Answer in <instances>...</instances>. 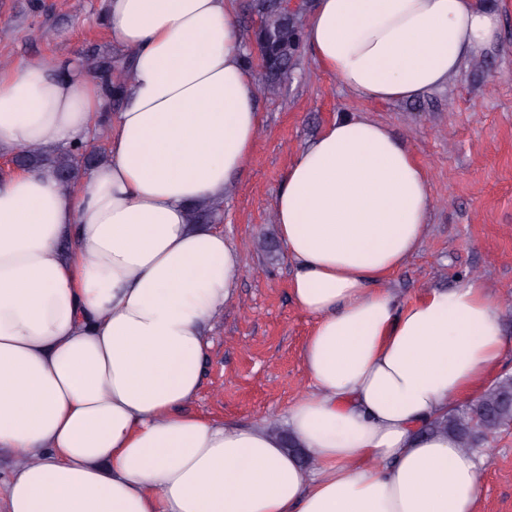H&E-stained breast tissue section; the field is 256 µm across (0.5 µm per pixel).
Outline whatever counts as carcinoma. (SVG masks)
Instances as JSON below:
<instances>
[{
    "mask_svg": "<svg viewBox=\"0 0 512 512\" xmlns=\"http://www.w3.org/2000/svg\"><path fill=\"white\" fill-rule=\"evenodd\" d=\"M258 21L253 41L262 61L261 74L268 89L274 91L286 82L295 65L301 43L299 20L282 7V0H251ZM130 53L91 50L82 58L85 72L99 82L104 109H118L121 89L130 77ZM106 159L105 149L89 145L68 147L48 153L41 149L23 150L13 156L21 168H50L64 185L78 182L93 167ZM223 204L195 206L190 210L193 224H215L221 219ZM512 427V376H504L489 385L473 403L456 404L448 413L425 425L427 433L453 436L466 450L475 448L491 457V439Z\"/></svg>",
    "mask_w": 512,
    "mask_h": 512,
    "instance_id": "1",
    "label": "carcinoma"
}]
</instances>
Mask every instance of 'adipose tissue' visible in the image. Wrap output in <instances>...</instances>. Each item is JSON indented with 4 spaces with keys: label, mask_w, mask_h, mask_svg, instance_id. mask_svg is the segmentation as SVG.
I'll return each instance as SVG.
<instances>
[{
    "label": "adipose tissue",
    "mask_w": 512,
    "mask_h": 512,
    "mask_svg": "<svg viewBox=\"0 0 512 512\" xmlns=\"http://www.w3.org/2000/svg\"><path fill=\"white\" fill-rule=\"evenodd\" d=\"M236 12L105 0L132 53L112 118L78 60L0 66V154L96 136L107 152L71 186L48 168L0 178V512H475L485 457L422 428L498 366L500 307L478 279L386 289L421 246L431 189L381 121L325 124L274 201L313 320L309 388L276 431L185 410L242 273L223 233L189 218L256 147ZM497 25L481 0H316L304 41L350 94L399 103L443 88Z\"/></svg>",
    "instance_id": "obj_1"
}]
</instances>
